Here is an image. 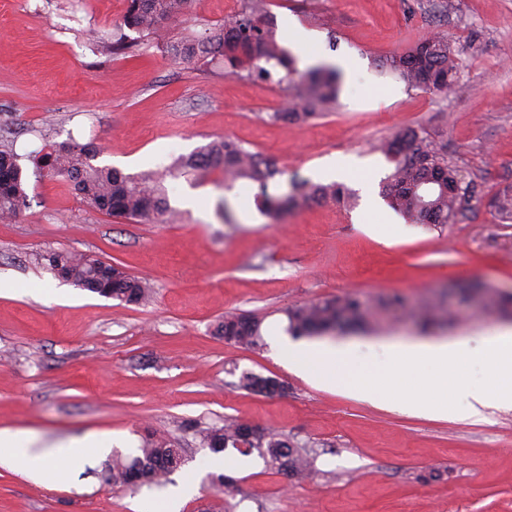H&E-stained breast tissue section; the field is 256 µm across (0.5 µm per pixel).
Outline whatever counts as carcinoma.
<instances>
[{"mask_svg":"<svg viewBox=\"0 0 512 512\" xmlns=\"http://www.w3.org/2000/svg\"><path fill=\"white\" fill-rule=\"evenodd\" d=\"M196 0H127L122 27L112 33L110 51L127 55L145 41L155 40L168 30L180 28L167 44L181 48L178 57L186 68L198 70L218 58L233 75L250 79L287 83L292 104L286 109L267 113L271 123L305 122L337 104L340 72L327 65L300 71L291 52L283 46L277 29L267 20L268 0H245L240 12L216 27L193 31L185 25ZM135 31L131 39L123 28ZM385 67L399 76L410 88L446 93L460 90V60L447 37L433 34L422 38L411 50L394 54ZM377 150L391 165V172L380 183V194L397 213L411 216L421 224H450L471 202L478 198V185L468 181L448 163L443 147L413 128L399 130ZM97 151L88 144L64 143L39 155V165L48 173L61 177L83 201L106 214L133 222L164 224L179 215L170 204L167 177L198 176L218 170L231 183L258 181L265 183L278 170L258 153L244 149L229 139L210 142L200 150L180 155L168 166L145 171L137 176L118 169L93 164ZM332 201L345 206L354 204L355 195L339 182H294L281 196L263 193L258 200L261 213L277 222L288 211L309 202ZM27 208V193L21 167L13 155L0 151V220L12 221ZM38 263L62 282L90 293L116 299L127 305H141L151 297V285L112 263L86 253L50 250L39 254ZM492 313L506 295L493 288L479 289ZM404 308L400 297L377 299L371 303L354 294L295 306L286 311L287 331L293 336H323L347 329H374L390 310ZM440 311L439 303L429 301L421 307L422 329L430 328ZM262 322L251 314L228 313L218 321L215 333L245 348L261 345ZM264 377L244 372L239 388L260 393ZM200 442L218 454L233 447L243 455L258 452L267 465L291 476L304 477L311 472V457L306 450L292 445L274 431H260L249 442L243 441V427L226 420L224 425L197 430ZM166 443L143 441L132 457L116 455L108 464V479L116 486H127L129 472L137 467L143 472L139 486H160L167 482L171 470L165 465Z\"/></svg>","mask_w":512,"mask_h":512,"instance_id":"carcinoma-1","label":"carcinoma"}]
</instances>
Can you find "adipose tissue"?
<instances>
[{"instance_id": "obj_1", "label": "adipose tissue", "mask_w": 512, "mask_h": 512, "mask_svg": "<svg viewBox=\"0 0 512 512\" xmlns=\"http://www.w3.org/2000/svg\"><path fill=\"white\" fill-rule=\"evenodd\" d=\"M376 348L385 360L375 368L359 357L360 346L355 342L285 343L281 355L287 369L404 413L439 415L452 401L473 419L492 405L512 408V328L485 337L475 350L495 384L491 394L459 383L463 363L473 351L468 343L387 339ZM111 446V436L86 435L39 448L25 432L4 428L0 429V466L39 482H61L68 478L75 457L90 449L102 454Z\"/></svg>"}]
</instances>
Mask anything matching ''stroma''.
I'll use <instances>...</instances> for the list:
<instances>
[{
	"mask_svg": "<svg viewBox=\"0 0 512 512\" xmlns=\"http://www.w3.org/2000/svg\"><path fill=\"white\" fill-rule=\"evenodd\" d=\"M124 7L108 0H0V149L13 153L29 206L0 223V428L32 432L40 445L90 433L135 453L152 434L182 449L171 484L195 479L178 512H512V409L461 408L440 417L359 400L287 370L271 346L246 350L214 335L227 311L285 332L288 308L355 293L396 292L407 308L376 330L335 341L464 339L478 346L512 320L464 301L478 283L512 292V218L490 200L512 190V0H277V27L295 18L319 36L294 57L342 62L335 111L304 123H270L286 86L185 70L165 45L112 56L83 29L112 32ZM439 32L464 67L462 91L408 88L386 57ZM404 127L439 142L451 165L481 190L440 228L387 223L376 209L312 202L271 222L255 204L259 183L221 185L220 173L181 178L170 189L183 218L129 223L82 203L63 180L36 166L38 151L77 140L98 148L97 165L128 174L169 164L223 136L274 162L267 185L318 180L328 157H356L372 190L390 171L374 145ZM197 199L184 205L186 195ZM97 256L148 279L154 297L125 305L61 283L38 252ZM447 296L439 324L422 330L410 309ZM285 381V394L239 389L242 372ZM234 418L276 429L310 450L311 477L269 469L258 454L223 452L199 465L196 427ZM111 453L76 459L72 480L38 483L0 467V512H136L160 488L131 491L102 480ZM438 480H429V472Z\"/></svg>",
	"mask_w": 512,
	"mask_h": 512,
	"instance_id": "35a3bbf8",
	"label": "stroma"
}]
</instances>
